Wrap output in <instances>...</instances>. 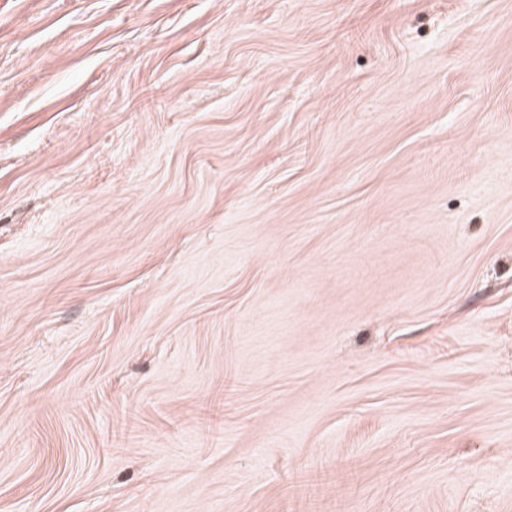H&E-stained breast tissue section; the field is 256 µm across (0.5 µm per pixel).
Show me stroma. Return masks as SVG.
Returning a JSON list of instances; mask_svg holds the SVG:
<instances>
[{"instance_id": "obj_1", "label": "stroma", "mask_w": 512, "mask_h": 512, "mask_svg": "<svg viewBox=\"0 0 512 512\" xmlns=\"http://www.w3.org/2000/svg\"><path fill=\"white\" fill-rule=\"evenodd\" d=\"M0 512H512V0H0Z\"/></svg>"}]
</instances>
